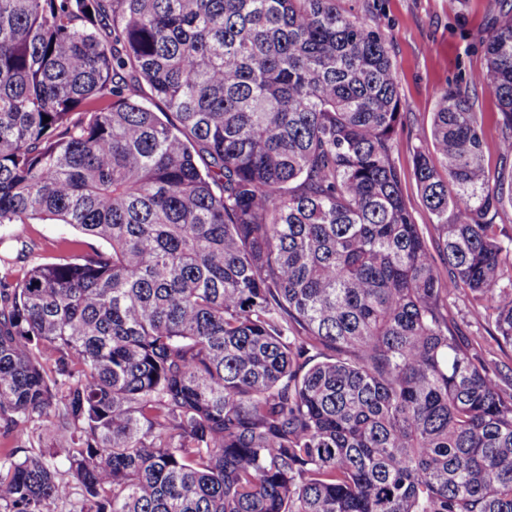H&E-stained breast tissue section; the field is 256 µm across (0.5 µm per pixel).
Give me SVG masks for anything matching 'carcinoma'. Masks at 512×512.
<instances>
[{"label":"carcinoma","instance_id":"cac0c4a2","mask_svg":"<svg viewBox=\"0 0 512 512\" xmlns=\"http://www.w3.org/2000/svg\"><path fill=\"white\" fill-rule=\"evenodd\" d=\"M393 158L385 36L338 0H0V228L107 244L0 274V512H512V11ZM49 117L44 121L43 117ZM474 108L477 112H484L485 157L490 171L492 184L499 176L506 189L510 185L512 174V157L503 160L498 152L497 144L501 136V126L497 122L499 112L498 101L487 89L478 87L474 95ZM449 313L452 318L465 327L470 336H476L477 342L483 349L493 352L491 356L510 364L511 349L507 347L502 352L499 351L496 343L489 337L488 329L491 328V319L488 321L489 312H486L480 305L471 303L468 296L463 294L450 305Z\"/></svg>","mask_w":512,"mask_h":512}]
</instances>
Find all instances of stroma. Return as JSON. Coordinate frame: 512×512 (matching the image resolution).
<instances>
[{
  "label": "stroma",
  "instance_id": "obj_1",
  "mask_svg": "<svg viewBox=\"0 0 512 512\" xmlns=\"http://www.w3.org/2000/svg\"><path fill=\"white\" fill-rule=\"evenodd\" d=\"M340 6L365 18L386 37L406 114L395 136L393 157L406 174L404 196L416 223H431L432 216L412 175V148L419 142V133L431 124L440 90L485 69L483 43L500 16L512 8V0H340ZM474 108L485 115V157L490 174L510 183L512 158L502 159L497 149L501 136L498 101L480 88L474 95ZM83 239V234L70 225L35 219L0 232V257L14 260L17 241H25L29 256L15 266L21 275L32 265L71 256ZM449 313L483 349L492 351L494 358L512 360V350L498 349L490 338L487 312L471 303L468 296L451 304Z\"/></svg>",
  "mask_w": 512,
  "mask_h": 512
}]
</instances>
